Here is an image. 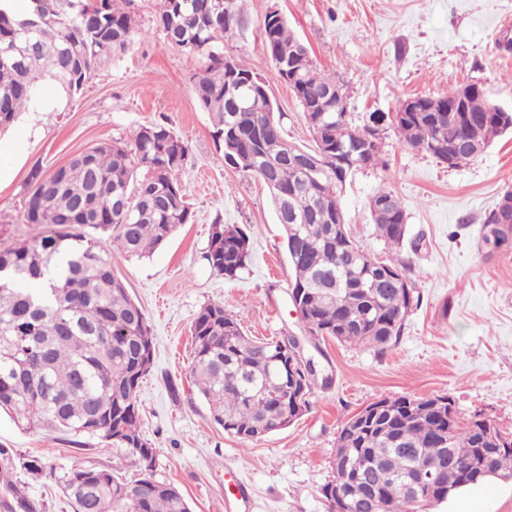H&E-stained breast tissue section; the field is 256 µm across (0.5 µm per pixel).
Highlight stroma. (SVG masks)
Returning a JSON list of instances; mask_svg holds the SVG:
<instances>
[{"label":"stroma","instance_id":"35a3bbf8","mask_svg":"<svg viewBox=\"0 0 512 512\" xmlns=\"http://www.w3.org/2000/svg\"><path fill=\"white\" fill-rule=\"evenodd\" d=\"M141 39L100 67L75 96L51 86L53 107L24 113L16 125L27 148L0 180V246L31 241L43 228L21 220L33 168L51 170L102 140H127L136 126L165 123L190 147L179 173L194 217L144 259L112 255L115 272L141 305L154 343L153 366L138 393L141 432L158 448L154 474L174 483L191 512H224V470L254 489L249 512H327L321 489L332 478L336 437L353 414L384 397L449 396L457 415L485 413L512 433V246L486 245L487 216L512 190V132L478 158L451 168L386 130V167L358 170L341 199L353 237L376 257L410 260L408 279L420 302L399 341L381 350L320 344L329 387L288 428L256 441L228 435L188 379L190 326L206 304L240 316L248 335L279 339L305 330L289 298L293 273L284 231L258 179L224 166L209 113L191 87L197 59L166 45L155 29V0H133ZM279 11L316 67L348 88L353 126L368 113L392 114L409 98L439 97L470 82L512 111V0H246L242 23L224 36V52L257 73L282 114L288 141L313 146L291 88L266 55L261 25ZM402 201L417 249H389L372 223L369 200L379 189ZM246 226L252 262L229 280L203 259L214 221ZM57 468H109L136 476L131 449L85 437L75 448L49 429H20L0 414V445ZM422 512H512V481L468 487Z\"/></svg>","mask_w":512,"mask_h":512}]
</instances>
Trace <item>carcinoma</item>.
Returning a JSON list of instances; mask_svg holds the SVG:
<instances>
[{"instance_id":"cac0c4a2","label":"carcinoma","mask_w":512,"mask_h":512,"mask_svg":"<svg viewBox=\"0 0 512 512\" xmlns=\"http://www.w3.org/2000/svg\"><path fill=\"white\" fill-rule=\"evenodd\" d=\"M132 0H28L21 10L0 16V130L8 131L23 112L43 103L48 79L75 95L94 72L128 51L141 32L125 8ZM244 0H158L155 14L163 42L201 59L192 86L199 107L209 113L216 142L233 149L224 165L263 179L266 173L287 193L285 248L293 269L292 289L308 312L302 320L317 338L381 349L399 340L400 311L418 304L400 296L388 272L407 269L379 260L354 241L343 217L340 197L357 170L386 165L381 147L365 127L352 126L349 94L341 104L326 98L336 77L317 69L307 47L294 58L296 78L289 83L308 125L322 132V142L301 148L288 142L280 119L263 112L268 89L254 84L252 70L236 58L224 61L220 42L242 21ZM263 47L271 60L299 39L277 11L265 15ZM483 96L471 103V118L446 115L440 123L425 112L391 123L406 146L421 150L433 142L457 139L469 147L458 164L474 160L484 146L507 131L501 113L491 112ZM345 152L336 155V139ZM322 156V171L305 174L288 153ZM189 146L163 123L141 125L126 142L100 141L71 161L49 171L34 169L27 182L22 223L42 224L33 242L0 250V411L27 428H51L132 449L140 477L125 479L110 469L72 467L58 472L13 448L0 447V487L7 494L0 512H42V505L13 480L19 471L54 477L70 499L73 512H191L181 491L154 477L159 449L138 426L137 393L153 365L151 329L143 309L112 268V247L129 257H148L192 221L193 212L177 172L187 163ZM391 199V211H371L375 231L399 250L407 236L394 226L407 224L405 209L391 191L380 189L371 200ZM501 224L485 242L499 246L509 238L512 210L503 206ZM223 234L210 241L204 260L214 271L234 279L251 263L246 227L215 221ZM194 356L189 379L224 432L244 441L274 433L284 415L300 419L310 401L296 405L297 389L310 396L325 387L306 373V364L290 355L279 340L245 334L241 319L218 303L203 306L191 325ZM453 406L447 395L382 398L373 405L384 413L357 428L345 422L336 439L333 476L322 488L335 507L336 492L349 494L358 483L378 484L383 512H409L403 487L419 473H431L454 492L487 480L478 470L456 473L448 457L483 456L469 422L442 416L430 406ZM450 444L436 447L442 434ZM496 454L491 469L512 477V438Z\"/></svg>"}]
</instances>
